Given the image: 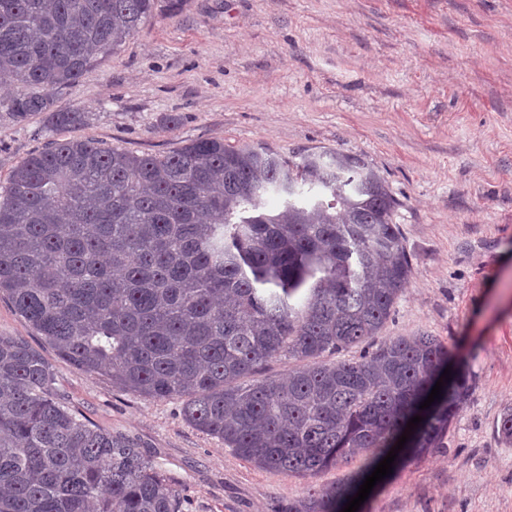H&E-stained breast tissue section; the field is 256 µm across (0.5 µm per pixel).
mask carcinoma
I'll return each instance as SVG.
<instances>
[{
    "mask_svg": "<svg viewBox=\"0 0 512 512\" xmlns=\"http://www.w3.org/2000/svg\"><path fill=\"white\" fill-rule=\"evenodd\" d=\"M157 0H0V112L49 127L56 105L117 51ZM398 201L363 158L192 140L139 155L49 141L0 201V293L58 356L118 388L182 399L184 419L271 473L311 477L357 456L349 483L276 512H341L395 447L440 448L471 384L444 382L435 336L376 342L412 264ZM338 355L334 360L326 355ZM294 362L264 376L272 360ZM498 437L512 447V407ZM0 512H185L138 445L62 402L55 373L0 336Z\"/></svg>",
    "mask_w": 512,
    "mask_h": 512,
    "instance_id": "cac0c4a2",
    "label": "carcinoma"
}]
</instances>
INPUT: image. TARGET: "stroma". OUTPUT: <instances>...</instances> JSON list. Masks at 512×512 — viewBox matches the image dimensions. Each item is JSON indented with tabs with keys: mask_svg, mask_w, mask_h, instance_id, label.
<instances>
[{
	"mask_svg": "<svg viewBox=\"0 0 512 512\" xmlns=\"http://www.w3.org/2000/svg\"><path fill=\"white\" fill-rule=\"evenodd\" d=\"M83 124L0 112V191L48 141L164 155L221 138L284 155L323 147L378 168L412 274L385 336L438 337L473 380L444 447L407 457L358 512H512V0H158L116 53L56 94ZM180 118L169 130L166 116ZM0 336L52 365L67 404L150 457L185 512H273L348 481L274 474L151 399L62 360L0 297Z\"/></svg>",
	"mask_w": 512,
	"mask_h": 512,
	"instance_id": "stroma-1",
	"label": "stroma"
}]
</instances>
